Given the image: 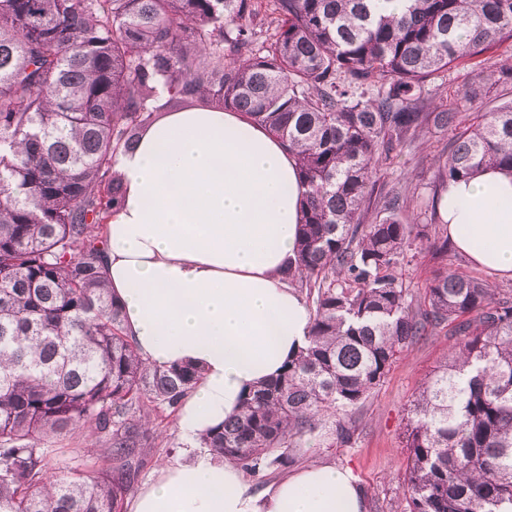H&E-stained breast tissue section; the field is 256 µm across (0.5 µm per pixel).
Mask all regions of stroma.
I'll list each match as a JSON object with an SVG mask.
<instances>
[{
  "instance_id": "stroma-1",
  "label": "stroma",
  "mask_w": 512,
  "mask_h": 512,
  "mask_svg": "<svg viewBox=\"0 0 512 512\" xmlns=\"http://www.w3.org/2000/svg\"><path fill=\"white\" fill-rule=\"evenodd\" d=\"M443 147L444 142L437 134H425L416 143L407 145L391 164L378 172V182L389 187H408L418 193L420 199H428L432 194L431 161ZM453 341V336L444 330L412 346L392 366L363 406L326 415L321 428L293 447L297 466L332 463L352 468L366 496L368 512H404L403 476L407 454L403 433L407 409L422 383L447 355ZM340 420L352 423L355 428L353 441L347 447L336 443V423ZM151 427L156 440L153 447L142 453L143 464L133 485L137 491L155 478L163 464L181 462L184 448L191 445L190 437L178 426L177 414L154 411ZM53 446L55 452L49 458V469L70 463L75 457L89 472L100 465L95 443L86 435L57 440Z\"/></svg>"
}]
</instances>
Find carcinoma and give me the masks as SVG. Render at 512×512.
Returning a JSON list of instances; mask_svg holds the SVG:
<instances>
[{
  "mask_svg": "<svg viewBox=\"0 0 512 512\" xmlns=\"http://www.w3.org/2000/svg\"><path fill=\"white\" fill-rule=\"evenodd\" d=\"M0 0V512H123L153 444L201 373L150 365L124 332L101 267L114 171L161 112L220 106L267 128L307 187L289 284L308 346L247 392L200 445L252 476L288 470L331 409L366 402L421 337L448 358L408 410L407 512H512V293L448 269V183L512 173V102L470 121L438 74L512 41V0ZM416 197L375 195L377 171L427 130ZM439 263L417 295L403 271ZM90 433L104 464L49 473V440Z\"/></svg>",
  "mask_w": 512,
  "mask_h": 512,
  "instance_id": "obj_1",
  "label": "carcinoma"
}]
</instances>
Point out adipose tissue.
Listing matches in <instances>:
<instances>
[{"label":"adipose tissue","instance_id":"1","mask_svg":"<svg viewBox=\"0 0 512 512\" xmlns=\"http://www.w3.org/2000/svg\"><path fill=\"white\" fill-rule=\"evenodd\" d=\"M123 198L99 228L104 270L139 354L201 368L178 411L188 435L236 414L245 391L307 346L312 313L288 284L305 192L294 157L244 113L169 112L119 154ZM448 236L474 264L512 278V175L451 183ZM129 512H366L350 468L308 466L261 488L233 463L187 448Z\"/></svg>","mask_w":512,"mask_h":512}]
</instances>
